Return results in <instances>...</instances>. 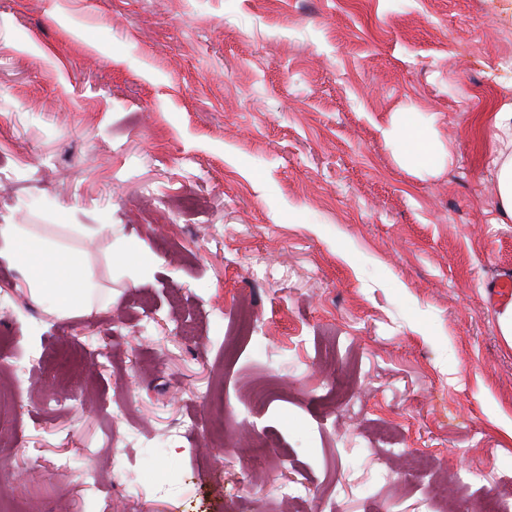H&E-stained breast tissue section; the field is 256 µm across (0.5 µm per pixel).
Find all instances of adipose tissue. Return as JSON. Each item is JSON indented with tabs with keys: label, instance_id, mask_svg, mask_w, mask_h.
Here are the masks:
<instances>
[{
	"label": "adipose tissue",
	"instance_id": "obj_1",
	"mask_svg": "<svg viewBox=\"0 0 512 512\" xmlns=\"http://www.w3.org/2000/svg\"><path fill=\"white\" fill-rule=\"evenodd\" d=\"M401 141V161L411 171L436 170L452 164L450 147L408 116L392 128ZM492 144L490 166L497 185V215L512 220V99L500 101L486 117ZM0 260L18 267L34 298L51 297L59 315L74 312L86 302L95 285L77 252L35 237L18 224L0 225Z\"/></svg>",
	"mask_w": 512,
	"mask_h": 512
}]
</instances>
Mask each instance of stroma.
<instances>
[{
    "label": "stroma",
    "mask_w": 512,
    "mask_h": 512,
    "mask_svg": "<svg viewBox=\"0 0 512 512\" xmlns=\"http://www.w3.org/2000/svg\"><path fill=\"white\" fill-rule=\"evenodd\" d=\"M511 52L512 0H0V224L78 251L104 306L57 318L0 260V490L84 512L103 456L96 512H427L429 484L475 471L437 505L471 512L511 489L490 287L512 223L480 131ZM405 112L453 165H401ZM63 347L92 370L57 382ZM332 376L350 392L327 412ZM219 407L240 455L176 434ZM257 429L278 438L261 470ZM418 453L435 465L405 481Z\"/></svg>",
    "instance_id": "35a3bbf8"
}]
</instances>
